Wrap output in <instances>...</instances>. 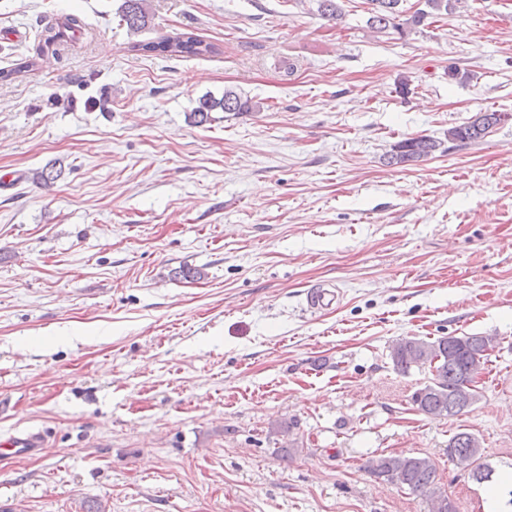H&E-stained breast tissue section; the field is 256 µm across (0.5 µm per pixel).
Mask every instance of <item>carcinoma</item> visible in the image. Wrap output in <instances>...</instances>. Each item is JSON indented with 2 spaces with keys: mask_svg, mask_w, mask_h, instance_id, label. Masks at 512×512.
Segmentation results:
<instances>
[{
  "mask_svg": "<svg viewBox=\"0 0 512 512\" xmlns=\"http://www.w3.org/2000/svg\"><path fill=\"white\" fill-rule=\"evenodd\" d=\"M315 2L317 12L323 18L334 22L342 18L339 0ZM403 2L368 0V27L375 33L386 34L393 30L405 36L424 25L429 18L457 13L465 0H423V7L402 21ZM150 12L151 0H123L120 6L121 21L132 34L147 26ZM80 30L82 22L75 16L55 21L46 28L43 49L54 50L55 46L69 39V34ZM131 49L158 52L170 58H201L220 53L218 45L192 32L167 34L156 42H134ZM257 109L259 105L251 99L226 89L219 98L206 96L199 99L190 118L196 124H203L211 121V113L216 111L240 114ZM508 119L509 116L501 112H481L472 121L448 129V140L478 141ZM440 146V142L428 136L407 137L388 155L387 164L397 167L415 165L431 157ZM491 341L492 338L480 334L440 336L432 341L402 339L392 348L391 359L394 367L402 373L414 366L429 368L430 381L412 395L413 404L420 412L432 418L461 416L469 412L478 400L479 391L472 385L488 362L485 346ZM448 460L469 469L472 478L479 483L488 482L492 477V468L485 462L477 436L470 432H458L448 440ZM363 470L374 478H384L429 501L432 512H456L454 503L441 491L437 468L427 456L381 455L367 459Z\"/></svg>",
  "mask_w": 512,
  "mask_h": 512,
  "instance_id": "obj_1",
  "label": "carcinoma"
}]
</instances>
